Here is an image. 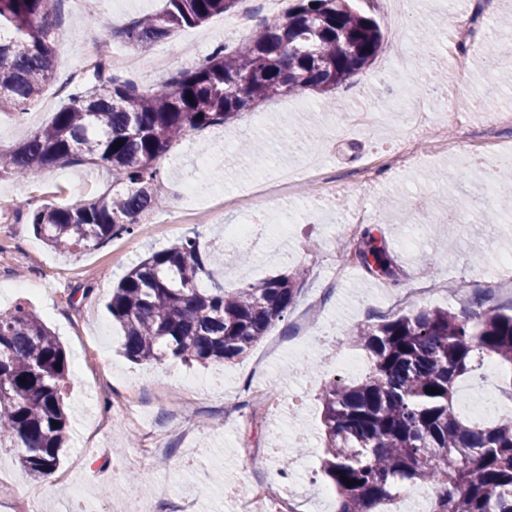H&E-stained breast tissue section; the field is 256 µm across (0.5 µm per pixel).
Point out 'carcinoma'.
Listing matches in <instances>:
<instances>
[{"label": "carcinoma", "mask_w": 512, "mask_h": 512, "mask_svg": "<svg viewBox=\"0 0 512 512\" xmlns=\"http://www.w3.org/2000/svg\"><path fill=\"white\" fill-rule=\"evenodd\" d=\"M60 2L0 0V111L25 110L59 81ZM239 2L163 0L160 11L132 20L123 38L132 46L159 44ZM382 40L376 20L350 0H296L285 15L263 19L239 42L149 90L100 57L87 80L70 85L48 123L0 148V179L83 164L105 173L108 192L75 205L44 203L28 214L48 246L87 251L133 233L158 208V161L178 141L224 125L265 98L328 95L375 62ZM492 55L490 48L483 56L491 87L507 79ZM356 256L370 275L399 285L373 236L364 234ZM223 263L224 252L204 256L185 236L134 265L108 302L125 356L134 363L224 365L288 318L302 291L299 268L232 293L217 283L203 287V277ZM347 341L369 352L371 370L356 383L332 379L318 394L321 469L336 489V512H375L406 486L433 488V512H512V414L473 422L456 412L458 382L486 360L511 373L505 393L512 399V308H487L474 294L454 310L422 309L354 327ZM69 379L64 348L35 313L22 305L0 313V448L17 449L33 479L60 464ZM343 476L356 484L347 486Z\"/></svg>", "instance_id": "obj_1"}]
</instances>
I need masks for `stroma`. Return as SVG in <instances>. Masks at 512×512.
Segmentation results:
<instances>
[{"label": "stroma", "mask_w": 512, "mask_h": 512, "mask_svg": "<svg viewBox=\"0 0 512 512\" xmlns=\"http://www.w3.org/2000/svg\"><path fill=\"white\" fill-rule=\"evenodd\" d=\"M355 7L380 24L384 42L376 61L334 93L337 108L326 111L324 98L308 92L260 102L226 126L186 137L163 156L160 192L166 204L157 215L166 231L137 229L96 249L72 255L57 252L33 233L18 208L50 201L72 205L106 192L109 179L89 165L65 166L35 178L0 179V264L14 289L0 297V312L16 305L30 308L55 333L71 365L64 392L71 423L55 484L31 479L16 450H0V512H118L120 503L149 498L168 504V512H239L234 491L242 483L264 482L279 471L277 461L293 460L286 473L295 492L310 506L336 512V492L321 471H307L309 458H322L324 427L318 394L331 377L338 354L368 367V354L348 345L347 331L402 312L409 289L425 287L411 310L454 307L459 288L479 291L489 305L512 304V279L495 263L497 253L512 252V222L487 214L477 224L461 223L462 207L485 194L484 172L465 167L462 155L425 149L416 160L389 165L390 152L406 140L423 139L427 128H408L391 118L377 134L349 131L342 116L364 103L386 105L409 94L431 118L446 104L464 106L472 120L488 109L512 110V86L486 92L476 67L494 47L512 72V28L497 27L502 0H404L394 12L390 0H355ZM162 0H86L60 8L55 34L59 74L70 75L110 40L126 73L144 88L159 85L168 73L193 67L217 45L242 38L216 16L187 27L164 43L165 68L142 66V50L129 48L118 34L130 18L151 14ZM439 69L441 82L429 80ZM59 104L52 91L25 114L0 112V147L10 148L44 124ZM302 136L292 152L282 139L291 128ZM262 143L266 161L256 165L238 146ZM328 142L324 157L336 177L335 194L322 202L314 224L293 225L287 239L269 253L239 262L226 252L213 278L227 290L241 288L300 266L303 291L287 321L278 324L245 357L223 367L179 361L136 364L121 349L122 331L107 310L112 287L141 259L168 248L184 236L196 237L201 252L220 247L224 227L239 221L233 210H213L207 221L188 216L181 198L191 180L207 192L229 198L284 164H298L311 147ZM377 172L369 184L356 179L365 164ZM385 247L398 286L375 280L353 259L347 226L357 209ZM485 261L476 266L473 255ZM133 397L137 423L125 420V399ZM159 440L151 456L135 459L147 437Z\"/></svg>", "instance_id": "35a3bbf8"}]
</instances>
